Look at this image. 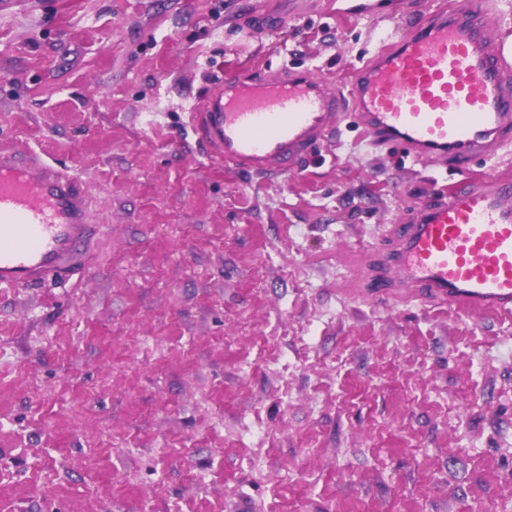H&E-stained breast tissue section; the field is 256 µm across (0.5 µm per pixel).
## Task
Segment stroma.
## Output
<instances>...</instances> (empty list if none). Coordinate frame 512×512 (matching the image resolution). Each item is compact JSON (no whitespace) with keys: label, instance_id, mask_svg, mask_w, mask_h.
Segmentation results:
<instances>
[{"label":"stroma","instance_id":"stroma-1","mask_svg":"<svg viewBox=\"0 0 512 512\" xmlns=\"http://www.w3.org/2000/svg\"><path fill=\"white\" fill-rule=\"evenodd\" d=\"M454 0H0V151L83 179L81 281L0 288V512H512V319L366 293L452 162L359 130L261 176L208 75L362 61Z\"/></svg>","mask_w":512,"mask_h":512}]
</instances>
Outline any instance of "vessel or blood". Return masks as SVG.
<instances>
[{"mask_svg": "<svg viewBox=\"0 0 512 512\" xmlns=\"http://www.w3.org/2000/svg\"><path fill=\"white\" fill-rule=\"evenodd\" d=\"M191 111L199 142L226 166L294 172L342 123L415 161L466 167L512 137V65L471 0L436 11L379 48L346 88L308 71L211 75ZM102 233L84 181L52 163L0 152V288L82 279ZM369 282L465 313L512 318V180L468 176L394 225Z\"/></svg>", "mask_w": 512, "mask_h": 512, "instance_id": "1", "label": "vessel or blood"}]
</instances>
